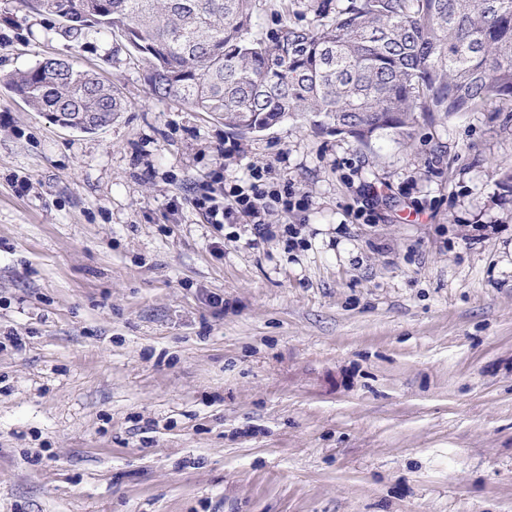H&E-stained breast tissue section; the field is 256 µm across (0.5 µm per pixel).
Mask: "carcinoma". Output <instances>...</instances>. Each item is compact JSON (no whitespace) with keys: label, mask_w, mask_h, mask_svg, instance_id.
<instances>
[{"label":"carcinoma","mask_w":512,"mask_h":512,"mask_svg":"<svg viewBox=\"0 0 512 512\" xmlns=\"http://www.w3.org/2000/svg\"><path fill=\"white\" fill-rule=\"evenodd\" d=\"M80 35L110 31L145 60L158 99L206 112L245 136L288 119L361 144L413 137L444 117L512 100V0H287L313 14L253 34V0H34ZM31 108L92 132L119 118L116 90L47 58L3 78Z\"/></svg>","instance_id":"1"}]
</instances>
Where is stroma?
<instances>
[{
	"instance_id": "stroma-1",
	"label": "stroma",
	"mask_w": 512,
	"mask_h": 512,
	"mask_svg": "<svg viewBox=\"0 0 512 512\" xmlns=\"http://www.w3.org/2000/svg\"><path fill=\"white\" fill-rule=\"evenodd\" d=\"M59 54L125 110L0 82V512H512V101L242 137L0 0V78ZM254 169L267 233L196 206ZM0 82L31 108L49 112L56 122L61 116L70 128L82 132L109 126L125 109L112 86L78 69L69 55L47 58L34 67L1 77Z\"/></svg>"
}]
</instances>
